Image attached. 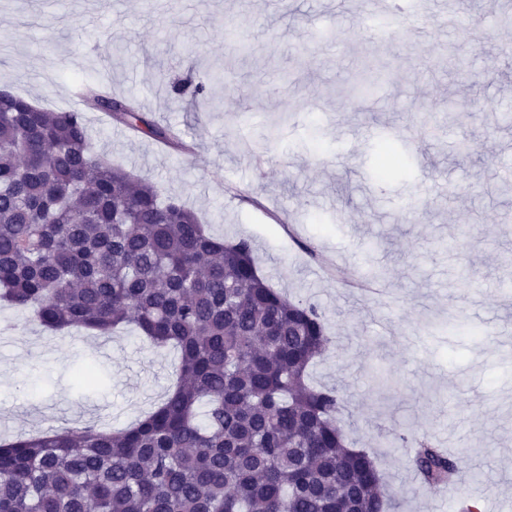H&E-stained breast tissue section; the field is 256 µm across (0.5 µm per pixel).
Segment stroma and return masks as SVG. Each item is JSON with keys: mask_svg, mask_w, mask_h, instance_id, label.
<instances>
[{"mask_svg": "<svg viewBox=\"0 0 512 512\" xmlns=\"http://www.w3.org/2000/svg\"><path fill=\"white\" fill-rule=\"evenodd\" d=\"M483 17L474 38L417 20L396 43L361 35L372 0H0V90L55 112L68 87L107 83L178 131L186 152L130 135L102 112L88 131L113 164L191 207L213 235L249 239L269 284L324 311L332 340L314 384L349 401L342 425L377 455L394 512H455L412 482L413 451L382 447L408 430L464 457L458 493L512 512V0H447ZM247 51L226 41L225 21ZM391 70L373 109L340 95L362 66ZM212 79L213 106L191 90ZM449 112L470 144L460 154L417 117ZM392 145L405 167L378 179ZM245 188L259 206L227 189ZM384 268L374 293L350 286L353 267ZM477 270L471 288L456 278ZM0 438L101 425L125 428L158 406L177 354L134 327L100 337L62 333L0 305ZM93 365L99 382L77 371Z\"/></svg>", "mask_w": 512, "mask_h": 512, "instance_id": "35a3bbf8", "label": "stroma"}]
</instances>
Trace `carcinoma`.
<instances>
[{
    "label": "carcinoma",
    "instance_id": "obj_1",
    "mask_svg": "<svg viewBox=\"0 0 512 512\" xmlns=\"http://www.w3.org/2000/svg\"><path fill=\"white\" fill-rule=\"evenodd\" d=\"M87 91L114 123L187 149L126 98ZM30 104L0 102V301L55 332L133 323L178 348L179 373L128 428L0 439V512H392L374 455L347 440L339 389L307 380L329 342L321 309L271 287L248 240L211 235L113 165L84 113ZM401 168L382 146L378 177ZM398 445L424 488L464 464L426 437Z\"/></svg>",
    "mask_w": 512,
    "mask_h": 512
}]
</instances>
